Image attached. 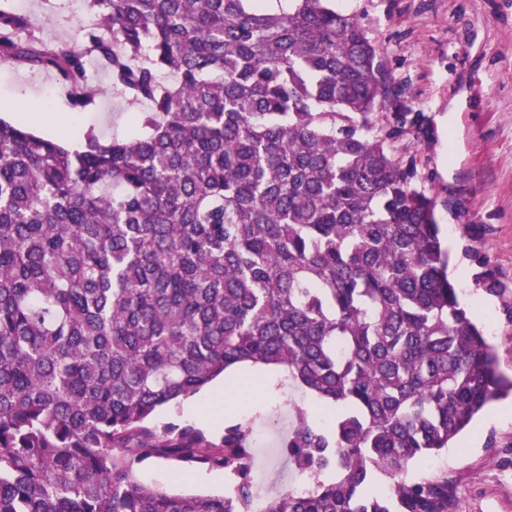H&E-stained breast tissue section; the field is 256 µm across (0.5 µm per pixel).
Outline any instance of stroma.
Wrapping results in <instances>:
<instances>
[{"label": "stroma", "mask_w": 512, "mask_h": 512, "mask_svg": "<svg viewBox=\"0 0 512 512\" xmlns=\"http://www.w3.org/2000/svg\"><path fill=\"white\" fill-rule=\"evenodd\" d=\"M335 7L358 16L401 91L380 119L399 109L418 117L396 152L415 158L417 186L436 203L450 253L448 276L461 299L487 301L473 317L494 345L500 371L511 376L512 0H335ZM24 15L43 42L76 46L93 19L88 6L74 8L72 0H27ZM89 79L102 94L79 111L52 71L0 64V116L16 121L26 112H55L80 132L128 133L133 106L113 96L102 67ZM490 281L495 291H487ZM225 394L229 411L203 391L193 410L165 409L156 421L191 424L215 440L225 425L249 422L255 482L273 493L292 490L296 473L281 445L293 407L318 415L320 404L276 370L256 371L251 384ZM436 462L454 488L453 512H512V397L491 404ZM137 476L171 494L225 490L210 470L180 477L162 460L139 466Z\"/></svg>", "instance_id": "stroma-1"}]
</instances>
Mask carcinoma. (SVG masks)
<instances>
[{
    "mask_svg": "<svg viewBox=\"0 0 512 512\" xmlns=\"http://www.w3.org/2000/svg\"><path fill=\"white\" fill-rule=\"evenodd\" d=\"M268 2L88 0L132 133L71 150L0 119V512H249V425L151 423L245 365L334 407L297 411L282 454L308 489L263 512H452L447 475L408 473L512 378L393 154L415 119H378L379 49L333 0ZM84 54L0 7V61L55 72L77 110ZM154 460L229 483L169 494L137 478Z\"/></svg>",
    "mask_w": 512,
    "mask_h": 512,
    "instance_id": "carcinoma-1",
    "label": "carcinoma"
}]
</instances>
